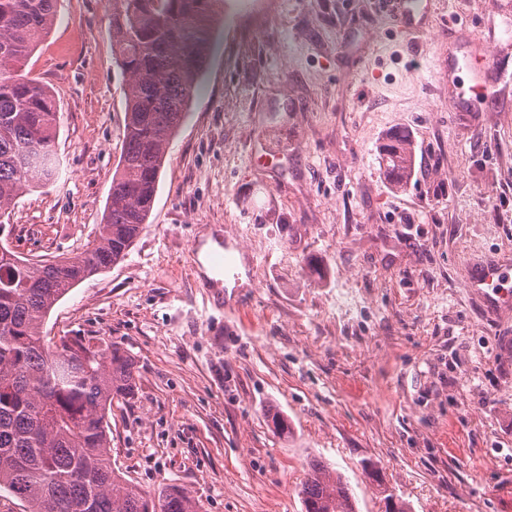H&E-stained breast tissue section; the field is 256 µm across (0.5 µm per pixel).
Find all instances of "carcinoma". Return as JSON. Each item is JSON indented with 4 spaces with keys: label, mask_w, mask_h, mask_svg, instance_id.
Instances as JSON below:
<instances>
[{
    "label": "carcinoma",
    "mask_w": 512,
    "mask_h": 512,
    "mask_svg": "<svg viewBox=\"0 0 512 512\" xmlns=\"http://www.w3.org/2000/svg\"><path fill=\"white\" fill-rule=\"evenodd\" d=\"M220 0H111L112 48L127 78L125 149L97 237L74 257L32 264L0 246V493L27 512H201L184 488L151 493L112 468L108 414L136 388L131 357L102 339L48 344L41 327L79 282L120 262L148 222L170 138L185 118L207 63ZM57 0H0V218L35 182L58 173L57 92L23 75L48 35ZM387 173L403 184L411 140L382 148ZM362 471L389 490L380 470ZM304 512H356L343 476L308 462L298 488Z\"/></svg>",
    "instance_id": "cac0c4a2"
}]
</instances>
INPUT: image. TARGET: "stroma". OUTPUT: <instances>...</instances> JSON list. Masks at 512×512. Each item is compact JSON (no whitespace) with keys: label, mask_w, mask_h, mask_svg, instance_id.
Listing matches in <instances>:
<instances>
[{"label":"stroma","mask_w":512,"mask_h":512,"mask_svg":"<svg viewBox=\"0 0 512 512\" xmlns=\"http://www.w3.org/2000/svg\"><path fill=\"white\" fill-rule=\"evenodd\" d=\"M512 0H437L400 31L374 0H224L200 87L125 258L56 303L45 340L102 338L135 367L112 464L202 512H303L311 458L358 512H512V62L469 111L435 77L455 33L495 54ZM28 78L59 95V176L23 191L0 242L86 250L124 147L126 78L105 0H58ZM405 130L412 181L381 149ZM288 421L274 433L268 412ZM512 276L511 258L495 260L477 265L470 277V286L480 291L489 305L497 308L500 305V296L497 293L484 291L485 288H498L503 281H510ZM362 471L365 477H367L372 482L376 483V485L380 489V493L384 495L385 502L392 504L394 497L397 498L398 503L396 502L395 510H390L392 512H409L408 504L400 499L392 490H389L387 485L384 483L383 478L381 477L380 470L370 461L363 460L362 461Z\"/></svg>","instance_id":"35a3bbf8"}]
</instances>
